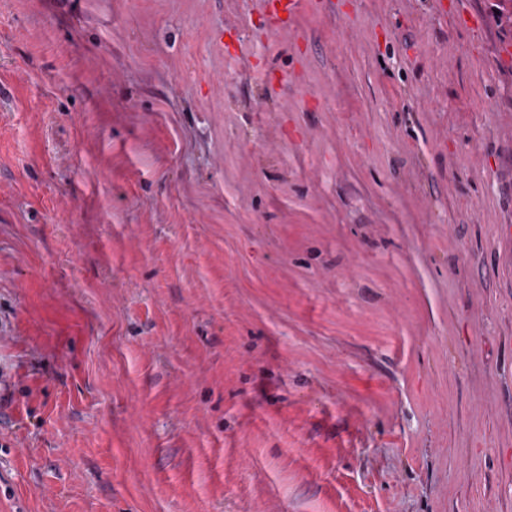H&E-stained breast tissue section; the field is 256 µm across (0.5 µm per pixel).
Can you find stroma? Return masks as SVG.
<instances>
[{
    "label": "stroma",
    "instance_id": "35a3bbf8",
    "mask_svg": "<svg viewBox=\"0 0 512 512\" xmlns=\"http://www.w3.org/2000/svg\"><path fill=\"white\" fill-rule=\"evenodd\" d=\"M0 0V512H512L499 0Z\"/></svg>",
    "mask_w": 512,
    "mask_h": 512
}]
</instances>
